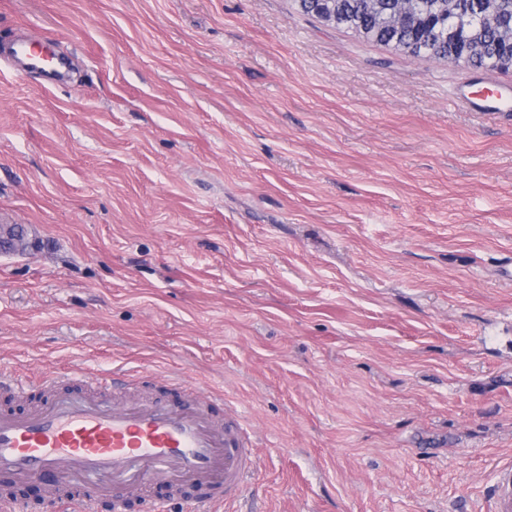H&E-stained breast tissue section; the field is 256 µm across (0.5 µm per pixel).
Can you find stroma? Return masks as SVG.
Wrapping results in <instances>:
<instances>
[{"label": "stroma", "mask_w": 512, "mask_h": 512, "mask_svg": "<svg viewBox=\"0 0 512 512\" xmlns=\"http://www.w3.org/2000/svg\"><path fill=\"white\" fill-rule=\"evenodd\" d=\"M0 374L223 390L258 468L226 512H488L512 463L508 72L296 0H0ZM16 225H0V253L9 251H22L33 248L35 243L26 242L25 238L16 230Z\"/></svg>", "instance_id": "35a3bbf8"}]
</instances>
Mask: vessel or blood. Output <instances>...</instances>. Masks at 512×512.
I'll return each instance as SVG.
<instances>
[{"label":"vessel or blood","mask_w":512,"mask_h":512,"mask_svg":"<svg viewBox=\"0 0 512 512\" xmlns=\"http://www.w3.org/2000/svg\"><path fill=\"white\" fill-rule=\"evenodd\" d=\"M251 436L239 415L215 419L204 398L103 406L91 398L47 393L35 410L18 414L0 409V474L23 482L52 479L55 512L79 505L96 512L99 490L91 478H109L113 504L148 480L181 492L186 483L204 492L186 502L216 508L242 492L254 463ZM87 476L73 494L75 476ZM491 512H512V468L499 472Z\"/></svg>","instance_id":"b4317fda"}]
</instances>
